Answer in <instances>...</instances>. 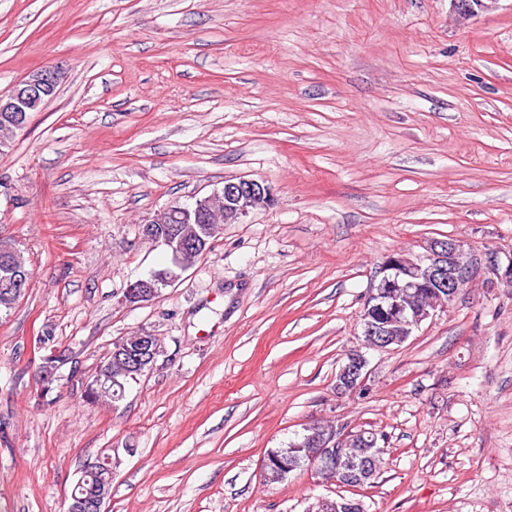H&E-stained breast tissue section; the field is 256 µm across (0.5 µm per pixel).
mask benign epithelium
Segmentation results:
<instances>
[{"label": "benign epithelium", "instance_id": "1", "mask_svg": "<svg viewBox=\"0 0 512 512\" xmlns=\"http://www.w3.org/2000/svg\"><path fill=\"white\" fill-rule=\"evenodd\" d=\"M459 15L471 17L488 8V0H453ZM62 79L59 69L50 67L34 70L16 83L9 93L0 94V122H8L15 128L27 125L31 114L42 109L52 98ZM275 203L271 190L254 179L240 177L226 181L224 186L212 193L195 199L191 204L178 200L172 202L164 212L170 224L163 235L155 233L156 218L147 219L142 233L156 245L163 247L171 256V272L159 281L152 276L139 279L125 290L124 298L130 303L147 301L157 297L161 287L174 284L187 270L181 264L185 253L201 249L204 236L215 239L224 232V225L239 224L249 214ZM20 269L14 258H0V274L10 288L19 287L17 275ZM484 274L490 281L512 284V254L505 256L498 251L482 255L468 252L461 241L453 238L433 239L426 246V253L409 258L401 253L387 255L376 271V284L365 299L360 314L362 335L369 341L368 348L386 351L401 345L400 336L410 337L426 320L445 311L455 295L471 280ZM420 288L432 289L431 298L418 301ZM392 308L400 316L401 327L392 330L380 322L379 315L386 308ZM159 353L158 340L152 334L142 331L129 342L113 352L114 358L132 374H141L152 367ZM64 358L59 350L43 358L40 375V395L46 396L55 380L57 360ZM367 360L364 354L353 350L346 356L336 373V390L352 393L365 384ZM112 391V401L120 400L125 391V381L112 378L102 381L97 376L87 383L85 394L98 397ZM353 433L338 428L324 439L322 447L325 456L339 461L341 450L351 444ZM112 496V487L97 485L78 493L71 492L66 512H104L105 504ZM326 512H362L361 500L341 496L324 500Z\"/></svg>", "mask_w": 512, "mask_h": 512}]
</instances>
